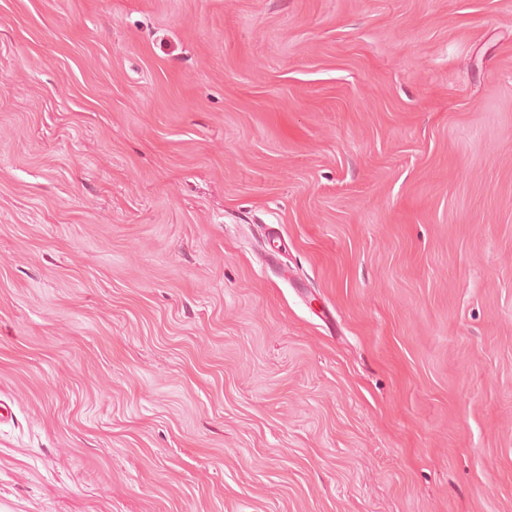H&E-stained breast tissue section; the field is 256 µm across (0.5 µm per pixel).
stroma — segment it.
<instances>
[{"label":"stroma","mask_w":512,"mask_h":512,"mask_svg":"<svg viewBox=\"0 0 512 512\" xmlns=\"http://www.w3.org/2000/svg\"><path fill=\"white\" fill-rule=\"evenodd\" d=\"M0 512H512V0H0Z\"/></svg>","instance_id":"1"}]
</instances>
